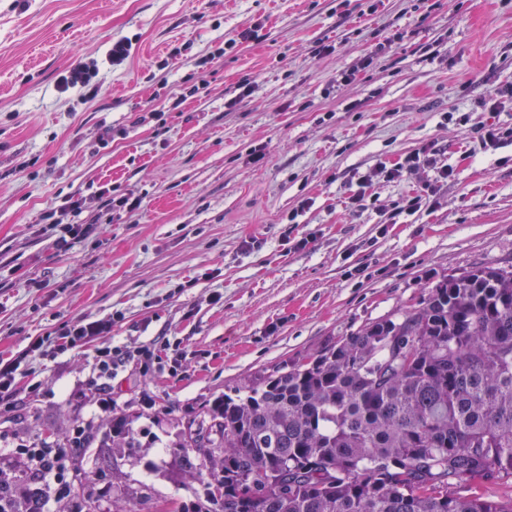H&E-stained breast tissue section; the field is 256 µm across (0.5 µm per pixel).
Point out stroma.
I'll return each mask as SVG.
<instances>
[{
  "label": "stroma",
  "mask_w": 512,
  "mask_h": 512,
  "mask_svg": "<svg viewBox=\"0 0 512 512\" xmlns=\"http://www.w3.org/2000/svg\"><path fill=\"white\" fill-rule=\"evenodd\" d=\"M118 38L132 54L115 66ZM89 61L97 92L63 91ZM510 84L512 0H0V357L83 318L161 357L115 370L102 415L94 343L32 354L0 449L90 427L85 489L58 512L203 496L208 471L174 448L205 405L442 279L512 268V145L475 133L512 126V103L482 104ZM428 142L453 174L393 215L435 173L380 168ZM122 196L140 207H109ZM54 222L89 232L61 253ZM479 141L484 147L500 148L501 145L512 144V127H502L497 124L483 126L478 131Z\"/></svg>",
  "instance_id": "1"
}]
</instances>
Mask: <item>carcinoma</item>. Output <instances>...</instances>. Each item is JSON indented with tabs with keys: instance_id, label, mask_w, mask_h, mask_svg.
I'll list each match as a JSON object with an SVG mask.
<instances>
[{
	"instance_id": "carcinoma-1",
	"label": "carcinoma",
	"mask_w": 512,
	"mask_h": 512,
	"mask_svg": "<svg viewBox=\"0 0 512 512\" xmlns=\"http://www.w3.org/2000/svg\"><path fill=\"white\" fill-rule=\"evenodd\" d=\"M245 389L181 445L210 469L191 512H512L472 487L512 479V268L444 279Z\"/></svg>"
}]
</instances>
